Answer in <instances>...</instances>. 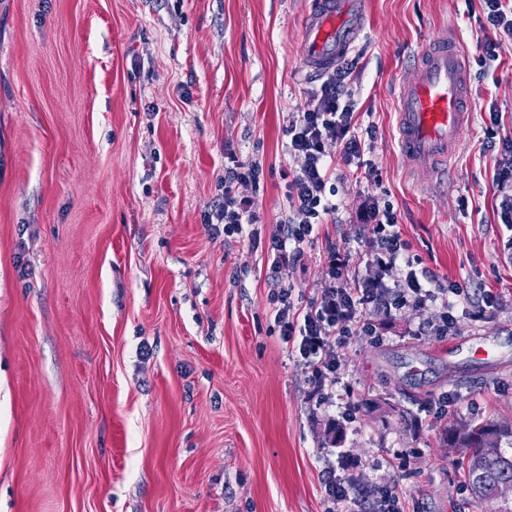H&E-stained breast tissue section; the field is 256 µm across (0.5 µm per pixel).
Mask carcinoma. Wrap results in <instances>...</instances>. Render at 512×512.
I'll use <instances>...</instances> for the list:
<instances>
[{"label":"carcinoma","mask_w":512,"mask_h":512,"mask_svg":"<svg viewBox=\"0 0 512 512\" xmlns=\"http://www.w3.org/2000/svg\"><path fill=\"white\" fill-rule=\"evenodd\" d=\"M445 438L448 449L458 451L455 464L474 506L479 509L494 503V486L503 481L512 483V455L501 451L502 440H512V424L479 416L453 419L445 428Z\"/></svg>","instance_id":"carcinoma-1"}]
</instances>
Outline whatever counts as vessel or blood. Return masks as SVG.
Returning a JSON list of instances; mask_svg holds the SVG:
<instances>
[{"label":"vessel or blood","instance_id":"b4317fda","mask_svg":"<svg viewBox=\"0 0 512 512\" xmlns=\"http://www.w3.org/2000/svg\"><path fill=\"white\" fill-rule=\"evenodd\" d=\"M363 0H311L300 52L320 75L346 56L362 27ZM469 88L454 39H433L416 58L414 77L398 93L397 143L413 177L448 167L469 124Z\"/></svg>","mask_w":512,"mask_h":512}]
</instances>
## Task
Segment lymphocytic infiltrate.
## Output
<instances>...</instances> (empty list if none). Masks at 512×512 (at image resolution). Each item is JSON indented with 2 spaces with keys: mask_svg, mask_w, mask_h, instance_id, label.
Wrapping results in <instances>:
<instances>
[{
  "mask_svg": "<svg viewBox=\"0 0 512 512\" xmlns=\"http://www.w3.org/2000/svg\"><path fill=\"white\" fill-rule=\"evenodd\" d=\"M485 29L493 39L487 40L479 58L481 68H490L499 58L503 40L512 41V5L505 0H482ZM352 66L340 60L322 81L318 93L303 112L297 113L288 125V150L301 158V166L293 171L289 182L287 207L278 220L270 239L274 256L272 271H279L283 262L300 261L311 245L327 215L335 212L336 204L326 193L334 160L355 163L363 154L364 143L352 130L354 101L348 86ZM335 141V152H328V141ZM224 192L216 204L214 216L223 224L225 233L243 234L258 221L249 207L250 191L259 184L261 168L256 163L240 161L235 152L225 154ZM367 234L365 244L372 262L385 270L404 263V280L387 284L382 278L366 281L359 288H344L349 258L332 252L328 261L329 284L319 299L308 308H295L288 289H279L275 319L286 341L298 351L307 369L314 393L321 402H329L336 384L340 364L334 355L337 336L361 333L365 330L362 312L368 305L385 310L421 309L441 303L446 323H453L455 286H444L427 268H415L413 260L402 257L403 243L397 230V218L392 208H368L365 212Z\"/></svg>",
  "mask_w": 512,
  "mask_h": 512,
  "instance_id": "lymphocytic-infiltrate-1",
  "label": "lymphocytic infiltrate"
}]
</instances>
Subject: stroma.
I'll return each mask as SVG.
<instances>
[{
  "label": "stroma",
  "mask_w": 512,
  "mask_h": 512,
  "mask_svg": "<svg viewBox=\"0 0 512 512\" xmlns=\"http://www.w3.org/2000/svg\"><path fill=\"white\" fill-rule=\"evenodd\" d=\"M310 5L0 0V512H328L330 467L391 489L399 512H469L443 428L512 422V187L488 145L512 137V43L483 76L480 6L365 0L353 122L374 136L360 167L336 164V212L274 285L267 239L302 164L287 127L321 83L299 50ZM443 32L468 56L472 122L454 169L417 181L399 86ZM228 148L262 167L257 241L207 221ZM369 206L392 207L405 255L463 292L445 338L440 305L368 307L373 332L340 338L320 406L274 295L316 300L338 249L344 287L373 277ZM483 288L493 306H475Z\"/></svg>",
  "instance_id": "stroma-1"
}]
</instances>
